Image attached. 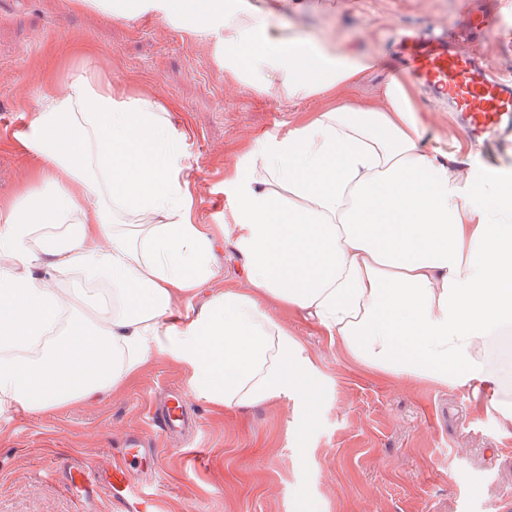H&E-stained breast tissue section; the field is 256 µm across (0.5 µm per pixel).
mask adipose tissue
Returning a JSON list of instances; mask_svg holds the SVG:
<instances>
[{
	"instance_id": "ef3b65f1",
	"label": "adipose tissue",
	"mask_w": 512,
	"mask_h": 512,
	"mask_svg": "<svg viewBox=\"0 0 512 512\" xmlns=\"http://www.w3.org/2000/svg\"><path fill=\"white\" fill-rule=\"evenodd\" d=\"M124 21L161 19L203 42L224 82L317 111L247 139L225 162L237 287L213 289L216 236L195 223L183 140L166 103L92 62L34 109L24 145L40 179L0 209V414L60 411L121 388L151 359L234 409L299 397L315 366L279 305L334 337L357 368L484 395L512 428V179L469 165L400 76L379 107L349 103L373 57L278 26L275 0H88ZM211 287L180 314L179 299Z\"/></svg>"
}]
</instances>
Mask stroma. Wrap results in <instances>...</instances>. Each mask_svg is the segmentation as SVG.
Masks as SVG:
<instances>
[{
  "label": "stroma",
  "instance_id": "35a3bbf8",
  "mask_svg": "<svg viewBox=\"0 0 512 512\" xmlns=\"http://www.w3.org/2000/svg\"><path fill=\"white\" fill-rule=\"evenodd\" d=\"M285 0L280 20L330 36L373 56L375 70L353 89L381 105L380 88L398 64L408 31H455L459 50L512 76V56L491 37L470 33L471 8L497 14L512 28V0ZM92 51L101 70L133 91L172 107L185 132L183 151L207 185L196 203L201 224H220L232 198L224 158L245 136L276 132L315 111L316 102L230 88L209 49L160 21L108 20L83 0H0V206L32 175L22 132L32 105ZM430 137H468L464 118L427 92L417 95ZM279 316L312 357L319 408L306 414L294 398L227 410L187 390L181 368L158 357L118 391L39 415L0 414V512H129L105 490L83 496L69 468L105 474L126 436L154 437L152 405L181 389L198 418L194 447L158 444L133 483L161 512H512V432L462 388L405 386L354 367L334 338L304 317Z\"/></svg>",
  "mask_w": 512,
  "mask_h": 512
}]
</instances>
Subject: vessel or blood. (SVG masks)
Listing matches in <instances>:
<instances>
[{
	"mask_svg": "<svg viewBox=\"0 0 512 512\" xmlns=\"http://www.w3.org/2000/svg\"><path fill=\"white\" fill-rule=\"evenodd\" d=\"M469 25L474 32L493 35L502 53L512 54V35L505 33L489 14L471 12ZM401 54L407 68L413 71L440 97L452 102L457 111L466 113L475 131L498 130L512 134V91L489 80L477 69L471 58L456 51L452 42L436 37H406ZM150 420L162 433L180 437L195 430L196 425L184 408L181 397L166 400L163 408L151 412ZM117 499L132 495L137 512H157L158 505L149 495H134L126 463L113 468L106 485Z\"/></svg>",
	"mask_w": 512,
	"mask_h": 512,
	"instance_id": "1",
	"label": "vessel or blood"
}]
</instances>
